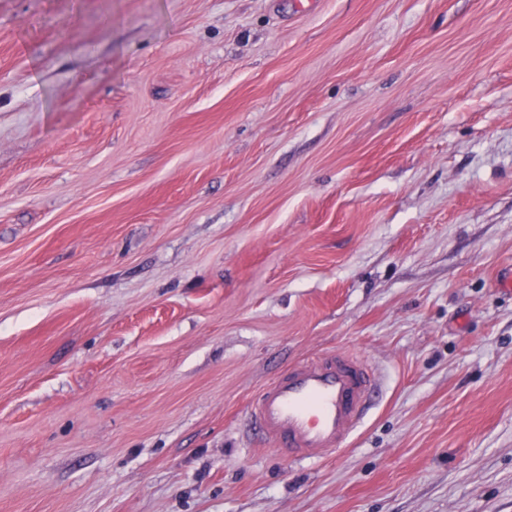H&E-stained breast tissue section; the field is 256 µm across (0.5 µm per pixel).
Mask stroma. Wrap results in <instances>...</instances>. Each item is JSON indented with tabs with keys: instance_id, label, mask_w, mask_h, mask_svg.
<instances>
[{
	"instance_id": "stroma-1",
	"label": "stroma",
	"mask_w": 512,
	"mask_h": 512,
	"mask_svg": "<svg viewBox=\"0 0 512 512\" xmlns=\"http://www.w3.org/2000/svg\"><path fill=\"white\" fill-rule=\"evenodd\" d=\"M509 271L512 0H0V512H512ZM377 393L365 363L336 352L304 360L267 384L247 420L286 461L322 460L353 435Z\"/></svg>"
}]
</instances>
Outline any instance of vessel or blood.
Wrapping results in <instances>:
<instances>
[{
    "label": "vessel or blood",
    "mask_w": 512,
    "mask_h": 512,
    "mask_svg": "<svg viewBox=\"0 0 512 512\" xmlns=\"http://www.w3.org/2000/svg\"><path fill=\"white\" fill-rule=\"evenodd\" d=\"M378 392L373 372L347 353L304 360L267 384L247 420L289 462L335 453L366 417Z\"/></svg>",
    "instance_id": "obj_1"
}]
</instances>
